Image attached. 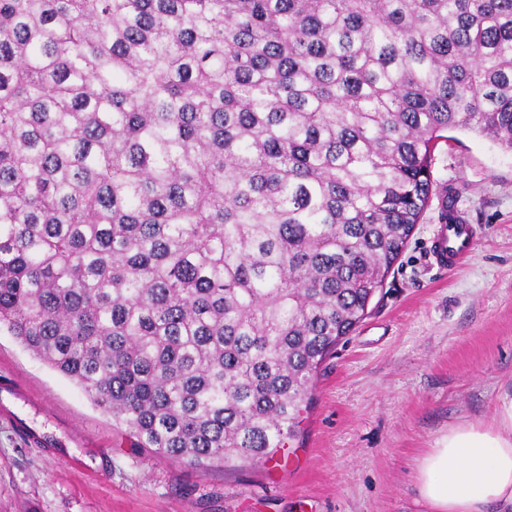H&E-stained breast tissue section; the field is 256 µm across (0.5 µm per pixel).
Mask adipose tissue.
Listing matches in <instances>:
<instances>
[{"label": "adipose tissue", "mask_w": 512, "mask_h": 512, "mask_svg": "<svg viewBox=\"0 0 512 512\" xmlns=\"http://www.w3.org/2000/svg\"><path fill=\"white\" fill-rule=\"evenodd\" d=\"M426 512H512V400L485 421H462L417 462Z\"/></svg>", "instance_id": "adipose-tissue-1"}]
</instances>
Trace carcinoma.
Here are the masks:
<instances>
[{
	"mask_svg": "<svg viewBox=\"0 0 512 512\" xmlns=\"http://www.w3.org/2000/svg\"><path fill=\"white\" fill-rule=\"evenodd\" d=\"M448 130L512 150V0H0V328L141 448L272 462Z\"/></svg>",
	"mask_w": 512,
	"mask_h": 512,
	"instance_id": "cac0c4a2",
	"label": "carcinoma"
}]
</instances>
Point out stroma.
Masks as SVG:
<instances>
[{
    "label": "stroma",
    "instance_id": "35a3bbf8",
    "mask_svg": "<svg viewBox=\"0 0 512 512\" xmlns=\"http://www.w3.org/2000/svg\"><path fill=\"white\" fill-rule=\"evenodd\" d=\"M433 193L368 315L322 363L301 431L276 462L199 471L124 427L8 331L0 385L36 442L0 419V512H421L417 460L448 427L512 397V152L472 132L440 142ZM474 225L437 265L440 225ZM107 450L104 476L87 466Z\"/></svg>",
    "mask_w": 512,
    "mask_h": 512
}]
</instances>
